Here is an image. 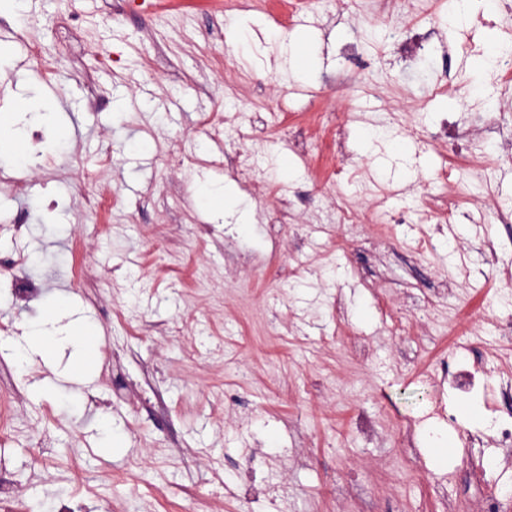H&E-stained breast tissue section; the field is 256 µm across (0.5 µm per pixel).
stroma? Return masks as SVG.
Returning a JSON list of instances; mask_svg holds the SVG:
<instances>
[{
    "label": "stroma",
    "mask_w": 512,
    "mask_h": 512,
    "mask_svg": "<svg viewBox=\"0 0 512 512\" xmlns=\"http://www.w3.org/2000/svg\"><path fill=\"white\" fill-rule=\"evenodd\" d=\"M456 7L0 11V122L22 132L0 158V270L33 291L0 290V325L60 338L23 364L0 350V471L29 512L76 494L84 512H477L485 490L512 512L493 427L507 409L452 387L475 364L512 382L486 336L490 299L512 290V217L493 214L512 207V81L483 66L512 19L475 0L452 25ZM415 27L434 59L396 52ZM50 88L53 119L21 111ZM442 117L453 139L411 135ZM472 162L485 185L441 180ZM228 180L234 198L202 200Z\"/></svg>",
    "instance_id": "35a3bbf8"
}]
</instances>
